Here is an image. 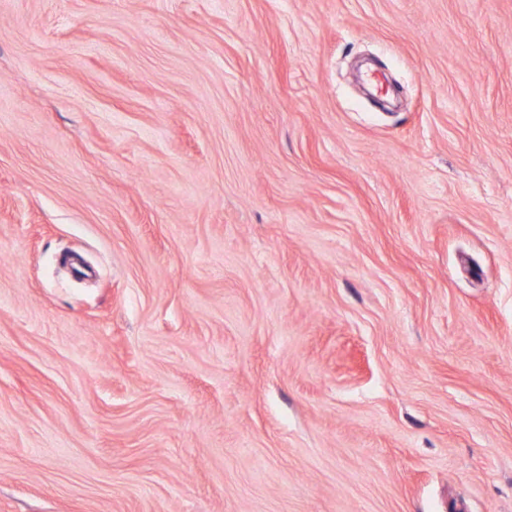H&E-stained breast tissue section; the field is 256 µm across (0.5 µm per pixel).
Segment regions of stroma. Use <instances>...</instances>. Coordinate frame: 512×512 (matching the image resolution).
Wrapping results in <instances>:
<instances>
[{
  "label": "stroma",
  "instance_id": "obj_1",
  "mask_svg": "<svg viewBox=\"0 0 512 512\" xmlns=\"http://www.w3.org/2000/svg\"><path fill=\"white\" fill-rule=\"evenodd\" d=\"M0 512H512V0H0Z\"/></svg>",
  "mask_w": 512,
  "mask_h": 512
}]
</instances>
